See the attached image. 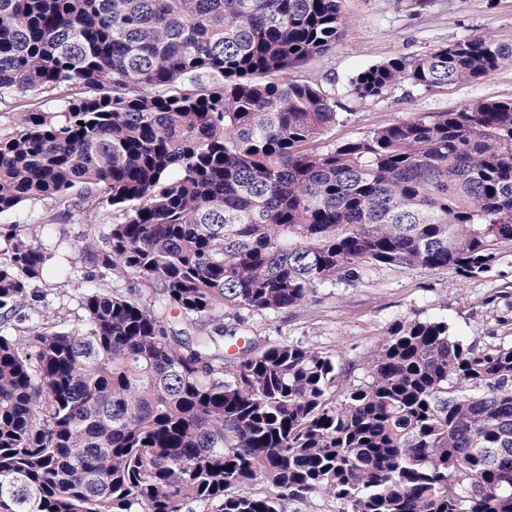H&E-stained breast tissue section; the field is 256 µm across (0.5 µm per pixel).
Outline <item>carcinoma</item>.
Here are the masks:
<instances>
[{
    "label": "carcinoma",
    "instance_id": "carcinoma-1",
    "mask_svg": "<svg viewBox=\"0 0 512 512\" xmlns=\"http://www.w3.org/2000/svg\"><path fill=\"white\" fill-rule=\"evenodd\" d=\"M341 3L0 0V99L64 102L0 132V214H115L65 267L7 229L0 512H282L315 494L347 512H512V345L407 320L343 387L331 355L237 336L243 312L370 264L474 278L512 244V102L326 141L336 89L296 69L340 37ZM508 56L472 36L364 66L342 95L432 92ZM87 263L64 327L36 288Z\"/></svg>",
    "mask_w": 512,
    "mask_h": 512
}]
</instances>
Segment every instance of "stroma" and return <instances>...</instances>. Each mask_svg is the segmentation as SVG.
Wrapping results in <instances>:
<instances>
[{
	"mask_svg": "<svg viewBox=\"0 0 512 512\" xmlns=\"http://www.w3.org/2000/svg\"><path fill=\"white\" fill-rule=\"evenodd\" d=\"M342 36L303 69L324 88L343 86L359 68L396 55L420 54L479 35L512 46V0H343ZM476 98L512 101V58L474 82L426 93L401 84L373 102L341 99L350 120L333 127L328 140L344 141L407 121L422 112H452ZM67 228L66 249L81 251L87 226L63 218L53 204L37 200L0 215V226L32 227L48 222ZM87 284L82 275L48 279L41 289L62 322H70ZM442 320L451 335L484 348L512 343V247L503 246L490 271L465 278L453 268L371 266L355 283L318 288L307 303L279 312L247 316L249 336L262 343H293L338 358L347 384L367 381L379 341L397 323Z\"/></svg>",
	"mask_w": 512,
	"mask_h": 512,
	"instance_id": "35a3bbf8",
	"label": "stroma"
}]
</instances>
